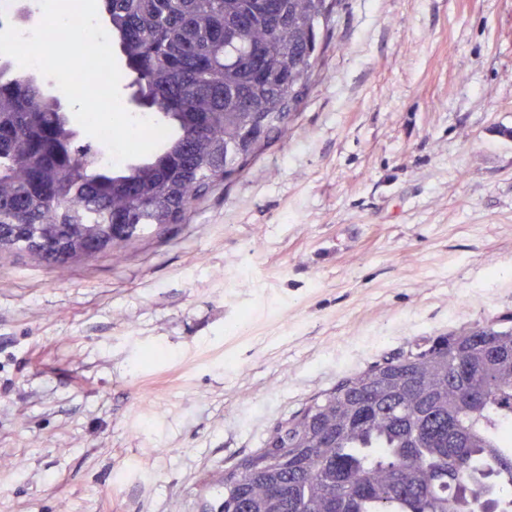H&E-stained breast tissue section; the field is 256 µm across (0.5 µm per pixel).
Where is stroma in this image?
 <instances>
[{"label":"stroma","mask_w":512,"mask_h":512,"mask_svg":"<svg viewBox=\"0 0 512 512\" xmlns=\"http://www.w3.org/2000/svg\"><path fill=\"white\" fill-rule=\"evenodd\" d=\"M287 137L113 264L0 260V512H219L344 378L512 322V0H338Z\"/></svg>","instance_id":"stroma-1"}]
</instances>
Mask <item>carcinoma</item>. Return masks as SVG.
<instances>
[{
	"label": "carcinoma",
	"mask_w": 512,
	"mask_h": 512,
	"mask_svg": "<svg viewBox=\"0 0 512 512\" xmlns=\"http://www.w3.org/2000/svg\"><path fill=\"white\" fill-rule=\"evenodd\" d=\"M132 94L170 135L120 166L0 58V256L125 260L242 171L304 101L335 0H103ZM512 328L463 327L344 379L217 475L220 512H503Z\"/></svg>",
	"instance_id": "1"
}]
</instances>
